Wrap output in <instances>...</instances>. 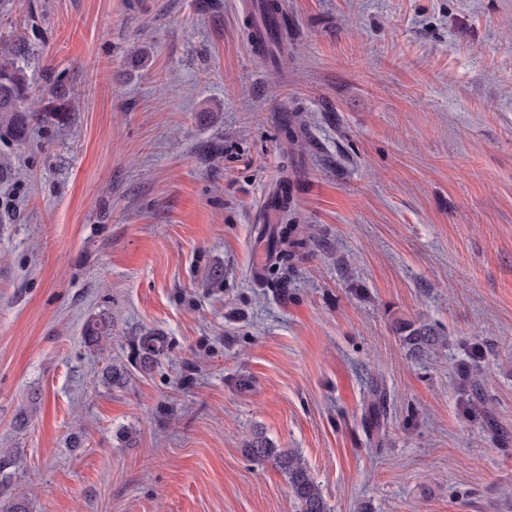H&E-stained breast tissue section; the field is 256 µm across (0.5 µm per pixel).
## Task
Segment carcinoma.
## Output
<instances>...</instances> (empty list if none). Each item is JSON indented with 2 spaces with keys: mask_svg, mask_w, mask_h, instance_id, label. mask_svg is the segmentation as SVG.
Here are the masks:
<instances>
[{
  "mask_svg": "<svg viewBox=\"0 0 512 512\" xmlns=\"http://www.w3.org/2000/svg\"><path fill=\"white\" fill-rule=\"evenodd\" d=\"M257 9L265 17L276 19L275 33L270 35L259 29L253 14H248L244 27L247 43L261 57L277 60L288 55L293 40L284 0H260ZM12 43L0 42V130L11 135L16 142L23 140L25 123L31 97L23 70L15 63ZM284 133L291 144L300 147L307 138L306 123L294 116L288 119ZM291 174L283 172L279 192L273 200V207L279 212V220L267 243L274 252L278 269L286 270L301 262L308 255L309 236L301 226L302 214L297 208ZM395 333L408 356L419 357L445 344L430 325L397 319L393 323ZM112 338V324L106 318H92L84 326V342L93 349H101ZM165 336L150 331L138 337L135 368L148 373L167 355ZM132 375L128 366L121 362L108 364L101 372V381L112 389L127 386ZM388 397L383 390H377L371 403L370 420L373 428H380L387 416ZM244 454L258 463L273 464L288 479L293 500L299 512H328L322 489L312 476L301 455L281 449L261 433L252 435L243 447Z\"/></svg>",
  "mask_w": 512,
  "mask_h": 512,
  "instance_id": "1",
  "label": "carcinoma"
}]
</instances>
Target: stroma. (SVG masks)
Returning a JSON list of instances; mask_svg holds the SVG:
<instances>
[{
    "label": "stroma",
    "mask_w": 512,
    "mask_h": 512,
    "mask_svg": "<svg viewBox=\"0 0 512 512\" xmlns=\"http://www.w3.org/2000/svg\"><path fill=\"white\" fill-rule=\"evenodd\" d=\"M246 2L0 0L37 104L0 138V512H295L257 430L329 512H512V0H285L276 68ZM290 164L310 253L259 279ZM398 317L446 345L411 359ZM256 3L257 9L264 17L277 18L276 30L274 35L258 29L252 13L247 14L244 27V36L247 43L261 57H270L274 61L288 55L293 40V31L291 28L288 14L285 10L283 0H260ZM84 342L93 349H103L112 338V324L105 317L91 318L84 326ZM135 368L140 373H149L161 357L167 355L168 345L165 336L150 331L138 337ZM132 375L128 366L121 362H111L101 372V381L112 389H122L127 386ZM242 450L253 461L270 462L287 477L291 495L299 512L328 511L322 489L301 455L287 449L276 448L262 433L252 435Z\"/></svg>",
    "instance_id": "stroma-1"
}]
</instances>
